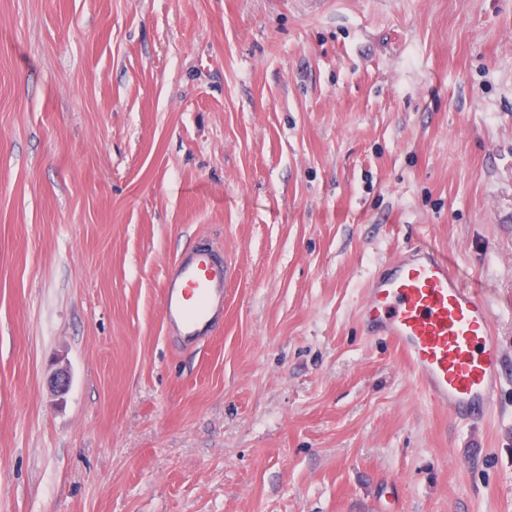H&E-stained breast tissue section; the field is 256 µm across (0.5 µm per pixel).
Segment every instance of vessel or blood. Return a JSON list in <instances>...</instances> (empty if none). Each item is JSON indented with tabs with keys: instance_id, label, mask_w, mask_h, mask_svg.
<instances>
[{
	"instance_id": "1",
	"label": "vessel or blood",
	"mask_w": 512,
	"mask_h": 512,
	"mask_svg": "<svg viewBox=\"0 0 512 512\" xmlns=\"http://www.w3.org/2000/svg\"><path fill=\"white\" fill-rule=\"evenodd\" d=\"M227 276L210 246L183 251L164 280L168 334L191 343L224 311ZM361 320L393 343L425 394L460 421L479 422L497 408L504 353L482 290L429 243L400 251L368 282Z\"/></svg>"
}]
</instances>
